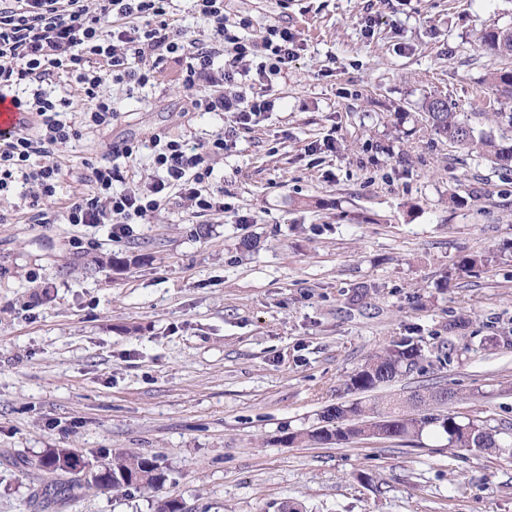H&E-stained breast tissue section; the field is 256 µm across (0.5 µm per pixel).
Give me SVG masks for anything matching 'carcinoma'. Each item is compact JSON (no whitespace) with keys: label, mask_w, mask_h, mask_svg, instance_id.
I'll return each instance as SVG.
<instances>
[{"label":"carcinoma","mask_w":512,"mask_h":512,"mask_svg":"<svg viewBox=\"0 0 512 512\" xmlns=\"http://www.w3.org/2000/svg\"><path fill=\"white\" fill-rule=\"evenodd\" d=\"M482 50L499 57H512V30L492 26L480 39ZM425 120L450 143L487 158L496 168L512 167V112H495L499 136L475 134L472 119L451 110L448 102L430 97L423 105ZM425 350L413 337L406 336L388 345L369 359L346 382L350 393L378 390L415 371L423 369ZM459 394L437 383L422 384L406 396L386 401L356 399L329 405L320 413L321 426L309 431H294L286 442L293 444H344L368 440L411 442L426 431L446 437L448 447L489 456H512V426L491 423L480 416L465 417L453 410ZM83 459L66 448H52L39 460L45 470L73 474ZM162 474L154 456L120 452L104 464V469L89 472L81 479L57 482L47 488L55 497L75 499L82 491L131 488L149 490L161 483Z\"/></svg>","instance_id":"1"}]
</instances>
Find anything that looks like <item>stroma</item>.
Here are the masks:
<instances>
[{"instance_id": "35a3bbf8", "label": "stroma", "mask_w": 512, "mask_h": 512, "mask_svg": "<svg viewBox=\"0 0 512 512\" xmlns=\"http://www.w3.org/2000/svg\"><path fill=\"white\" fill-rule=\"evenodd\" d=\"M252 32L288 27L298 50L265 82L274 108L213 161L225 209L180 200L114 240L104 226L38 224L0 197V512H512V458L476 456L426 434L290 444L390 341L433 351L450 322L465 350L379 389L421 379L463 395L458 411L512 422V172L439 137L422 105L444 96L477 114L504 97L503 59L478 46L512 29V0H224ZM119 116L62 146V199L87 191L113 145L163 130L189 152L224 129L186 111L169 65ZM117 259L99 268L93 258ZM476 259L459 271L462 258ZM51 448L89 460L156 457L159 490L93 489L49 499Z\"/></svg>"}]
</instances>
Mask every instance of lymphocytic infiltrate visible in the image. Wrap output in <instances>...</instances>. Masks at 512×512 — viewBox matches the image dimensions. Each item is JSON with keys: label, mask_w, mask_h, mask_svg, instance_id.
I'll return each instance as SVG.
<instances>
[{"label": "lymphocytic infiltrate", "mask_w": 512, "mask_h": 512, "mask_svg": "<svg viewBox=\"0 0 512 512\" xmlns=\"http://www.w3.org/2000/svg\"><path fill=\"white\" fill-rule=\"evenodd\" d=\"M192 2L210 27L204 44L176 26L171 0H0V95L28 115L16 132L0 137V197L24 190L39 223H54L43 205L57 197L63 182L58 149L79 139L83 127L104 129L118 118L101 92L104 81L131 95L156 84L165 64L174 61L191 93V110L229 114V125L194 154L164 132L113 147L111 160L92 166L91 191L67 204L65 221L108 224L113 237L121 238L131 225L149 223L174 191L192 215L223 210V198L210 189V159L228 149L239 129L272 109L255 81L287 67L296 54L295 36L272 25L247 37L248 21L229 24L224 0ZM64 78L81 88L87 103L82 123L66 118L72 100L50 91ZM145 147L157 175L147 186L126 187L127 165Z\"/></svg>", "instance_id": "obj_1"}]
</instances>
